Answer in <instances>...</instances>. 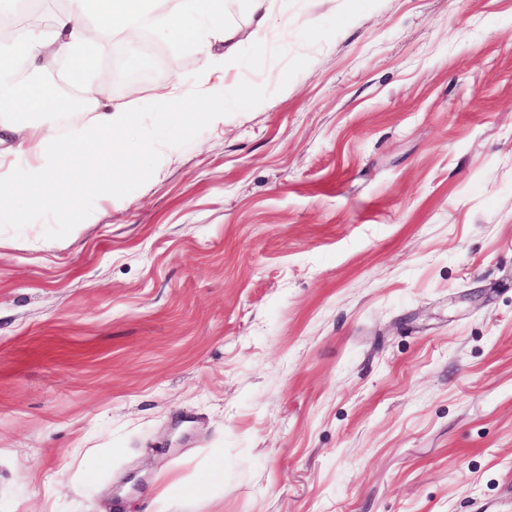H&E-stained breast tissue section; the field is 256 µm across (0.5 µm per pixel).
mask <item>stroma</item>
Instances as JSON below:
<instances>
[{
  "instance_id": "35a3bbf8",
  "label": "stroma",
  "mask_w": 512,
  "mask_h": 512,
  "mask_svg": "<svg viewBox=\"0 0 512 512\" xmlns=\"http://www.w3.org/2000/svg\"><path fill=\"white\" fill-rule=\"evenodd\" d=\"M288 24L170 158L199 48L104 36L153 148L0 224V512H512V0ZM183 97L178 85L165 87L155 97L157 105L168 112L167 119L173 127L185 128L192 122L202 121L213 125L224 122V112H218L209 106L203 95L199 96L200 101L195 106V112H182Z\"/></svg>"
}]
</instances>
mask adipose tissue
Here are the masks:
<instances>
[{
	"label": "adipose tissue",
	"instance_id": "adipose-tissue-1",
	"mask_svg": "<svg viewBox=\"0 0 512 512\" xmlns=\"http://www.w3.org/2000/svg\"><path fill=\"white\" fill-rule=\"evenodd\" d=\"M233 6L234 0H75L50 28L24 27L11 40L0 42V128L19 138L12 160L0 172V223H24L29 211L81 212L87 190L111 198L112 176L100 173L101 159L111 155L117 144L135 153L149 148L148 142L129 138L141 120L137 107H100L97 90L88 88L82 106L68 110L45 88L16 80L19 68L42 71L63 62L70 81L80 84L97 61L99 33L128 34L153 25L171 40H195L204 55L198 82L220 81L232 57L214 59L212 40L227 43L242 36L255 40L270 30H288L287 20L275 17L266 0H250V32L229 27L226 17ZM181 99L175 85L155 97L173 127L223 122V113L206 101L186 112ZM63 110L69 114L72 132L60 137L41 118Z\"/></svg>",
	"mask_w": 512,
	"mask_h": 512
}]
</instances>
